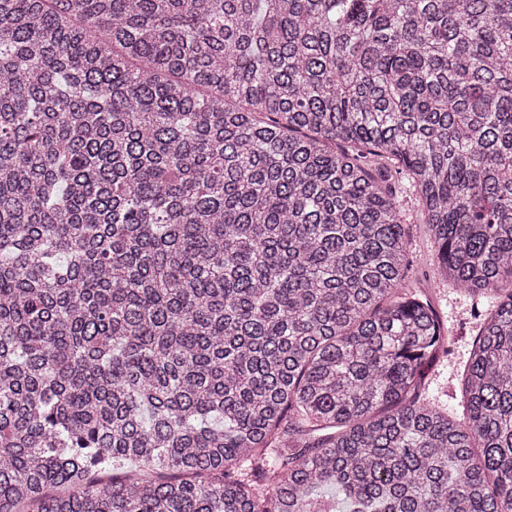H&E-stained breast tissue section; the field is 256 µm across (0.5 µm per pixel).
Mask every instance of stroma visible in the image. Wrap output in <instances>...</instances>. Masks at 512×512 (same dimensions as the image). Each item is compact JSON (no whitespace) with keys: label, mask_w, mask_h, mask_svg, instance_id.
Here are the masks:
<instances>
[{"label":"stroma","mask_w":512,"mask_h":512,"mask_svg":"<svg viewBox=\"0 0 512 512\" xmlns=\"http://www.w3.org/2000/svg\"><path fill=\"white\" fill-rule=\"evenodd\" d=\"M391 184L401 200V220L409 230L407 281L418 294L430 299L452 338L450 355L429 371L427 398L458 418L465 406L463 370L479 328L471 311L476 308L486 315L490 307L485 299L469 295L442 279L433 262V244L415 193L403 176H393Z\"/></svg>","instance_id":"35a3bbf8"}]
</instances>
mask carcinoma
<instances>
[{
	"instance_id": "obj_1",
	"label": "carcinoma",
	"mask_w": 512,
	"mask_h": 512,
	"mask_svg": "<svg viewBox=\"0 0 512 512\" xmlns=\"http://www.w3.org/2000/svg\"><path fill=\"white\" fill-rule=\"evenodd\" d=\"M0 512H512V0H0ZM392 187L401 200V220L409 230L407 281L418 294L432 302L441 317L447 336H452L451 354L429 370L427 400L448 408L452 417L462 418L465 397L462 391L464 366L482 318L490 313L489 303L455 288L442 279L433 262V244L415 192L406 178L393 173ZM477 307L484 316L474 319L471 309Z\"/></svg>"
}]
</instances>
